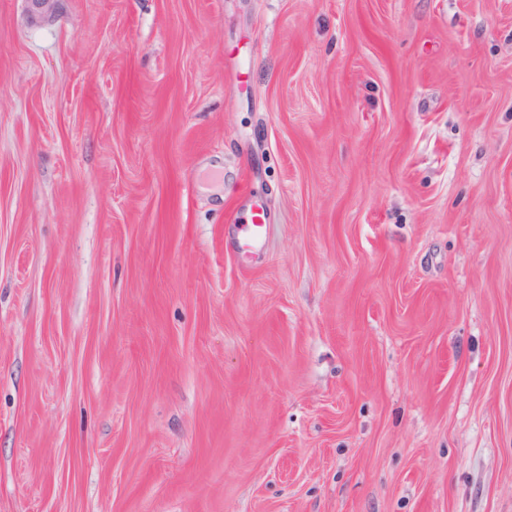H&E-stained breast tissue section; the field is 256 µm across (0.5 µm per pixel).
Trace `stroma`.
<instances>
[{
  "label": "stroma",
  "mask_w": 512,
  "mask_h": 512,
  "mask_svg": "<svg viewBox=\"0 0 512 512\" xmlns=\"http://www.w3.org/2000/svg\"><path fill=\"white\" fill-rule=\"evenodd\" d=\"M26 7L0 512H512V0ZM261 213L255 212L248 224H237L236 248L241 254L260 252L267 241L268 228L261 220Z\"/></svg>",
  "instance_id": "1"
}]
</instances>
